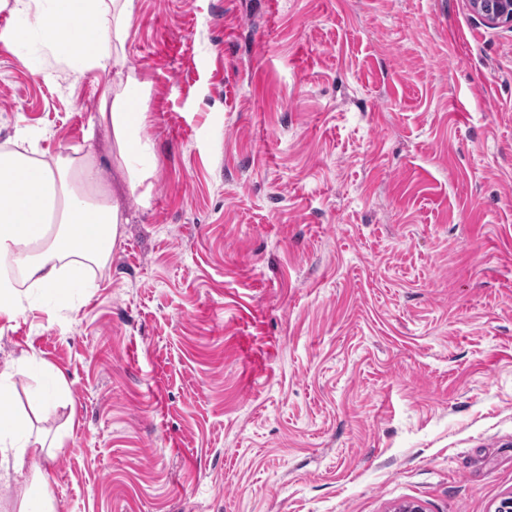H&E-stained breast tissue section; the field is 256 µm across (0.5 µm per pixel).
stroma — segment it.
I'll return each instance as SVG.
<instances>
[{"mask_svg":"<svg viewBox=\"0 0 512 512\" xmlns=\"http://www.w3.org/2000/svg\"><path fill=\"white\" fill-rule=\"evenodd\" d=\"M113 70L0 39V144L92 151L126 222L68 308L0 315L57 512H494L512 497V29L468 0H136ZM64 397L29 392L46 371ZM112 85V93L101 100L99 124L111 132L118 165L133 189L142 185L155 164L145 137L148 83L129 71Z\"/></svg>","mask_w":512,"mask_h":512,"instance_id":"obj_1","label":"stroma"}]
</instances>
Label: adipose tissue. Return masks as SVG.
Here are the masks:
<instances>
[{"label": "adipose tissue", "mask_w": 512, "mask_h": 512, "mask_svg": "<svg viewBox=\"0 0 512 512\" xmlns=\"http://www.w3.org/2000/svg\"><path fill=\"white\" fill-rule=\"evenodd\" d=\"M13 8L35 12L38 30L17 25L10 42L22 46L39 35L69 76L122 65L135 0H14ZM147 87L136 72H128L102 99L99 112L133 188L154 167L144 137ZM38 141L37 133L20 130L11 148L0 150V313L6 315L18 307L19 284L59 299L88 287L90 269L109 262L124 222L118 200L104 189L102 171L92 159L45 157ZM23 370L19 364L0 371V481L30 470L19 488L18 512H56L47 473L26 466L42 454L46 441L10 400L14 378Z\"/></svg>", "instance_id": "adipose-tissue-1"}]
</instances>
